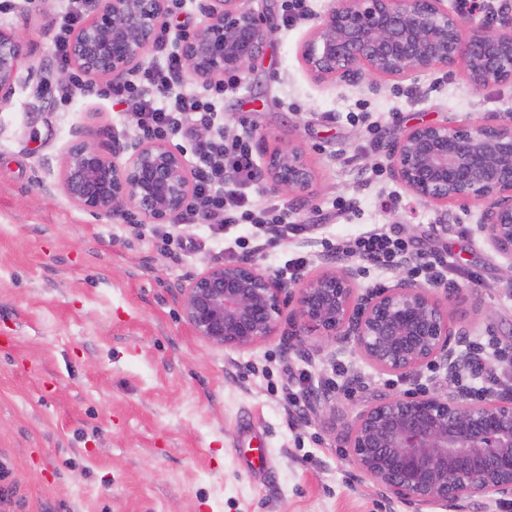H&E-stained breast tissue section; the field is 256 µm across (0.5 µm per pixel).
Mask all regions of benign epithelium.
Here are the masks:
<instances>
[{"label": "benign epithelium", "mask_w": 512, "mask_h": 512, "mask_svg": "<svg viewBox=\"0 0 512 512\" xmlns=\"http://www.w3.org/2000/svg\"><path fill=\"white\" fill-rule=\"evenodd\" d=\"M170 0H89L71 34L70 66L91 81L123 83L167 20ZM199 26L179 35L185 71L208 84L224 72L248 73L263 53L274 19L242 0H200ZM28 49L0 28V102L37 72L24 67ZM314 79L363 84L375 76L402 79L463 64L474 92L512 83V0L491 17L462 16L445 0H334L301 50ZM391 176L418 198L445 207L484 203L480 229L512 273V113L489 112L463 126L418 121L388 145ZM271 194L301 196L314 172L294 141L269 152L260 173ZM65 194L91 214L173 224L194 193L185 155L164 140L112 134L92 143L75 133L64 162ZM295 283L262 269L251 256L212 263L180 285V310L207 344L243 351L272 336L291 309L292 346L324 337L328 361L352 352L377 369L405 378L430 365L442 370L448 392L387 394L364 405L340 431L347 456L387 499L462 507L481 498L512 499V391L479 401L462 384L475 365L468 329L448 319V307L404 274L385 288L354 287L357 269L334 267ZM317 405L338 412L336 387Z\"/></svg>", "instance_id": "benign-epithelium-1"}]
</instances>
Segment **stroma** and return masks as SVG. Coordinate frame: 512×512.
I'll list each match as a JSON object with an SVG mask.
<instances>
[{
  "instance_id": "1",
  "label": "stroma",
  "mask_w": 512,
  "mask_h": 512,
  "mask_svg": "<svg viewBox=\"0 0 512 512\" xmlns=\"http://www.w3.org/2000/svg\"><path fill=\"white\" fill-rule=\"evenodd\" d=\"M246 5L271 12L274 29L250 75L224 93V134L247 138L259 165L299 142L315 173L300 198L247 188L254 209L276 199L295 224L271 250L250 224L220 237L178 224L165 241L154 225L93 215L69 199L61 181L72 131L135 139V118L101 90H61L53 35L67 0L49 9L14 0L0 13L42 74L0 106V512H449L382 498L346 457L331 415L308 401L321 385L339 386L340 409L352 416L385 394L446 392L442 371L424 367L408 380L352 353L331 364L318 336L307 337L305 359L279 334L240 352L195 335L178 286L239 258L224 244L240 235L271 272L303 255L302 273L312 275L324 256L346 253L359 288L399 274L347 253L363 232L392 229L444 257L434 294L486 361L464 385L512 387V279L479 229L482 203L449 205L440 221L439 207L393 180L385 150L421 119L459 126L512 113V85L474 93L460 65L370 87L318 82L300 48L330 0H307L308 17L293 23L284 0Z\"/></svg>"
}]
</instances>
